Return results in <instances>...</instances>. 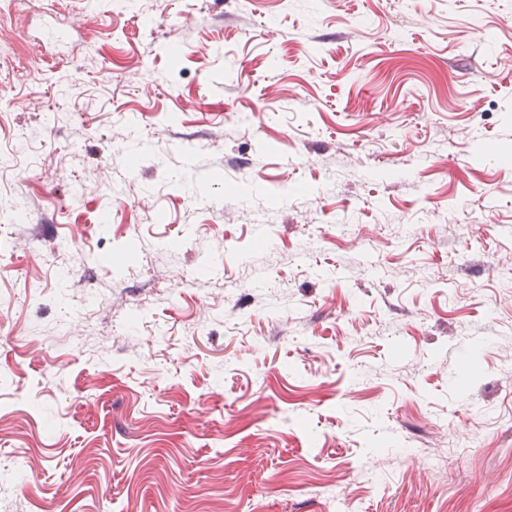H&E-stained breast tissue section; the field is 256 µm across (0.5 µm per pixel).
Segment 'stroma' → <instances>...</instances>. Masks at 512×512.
<instances>
[{
    "label": "stroma",
    "mask_w": 512,
    "mask_h": 512,
    "mask_svg": "<svg viewBox=\"0 0 512 512\" xmlns=\"http://www.w3.org/2000/svg\"><path fill=\"white\" fill-rule=\"evenodd\" d=\"M0 10V512H512V0Z\"/></svg>",
    "instance_id": "1"
}]
</instances>
